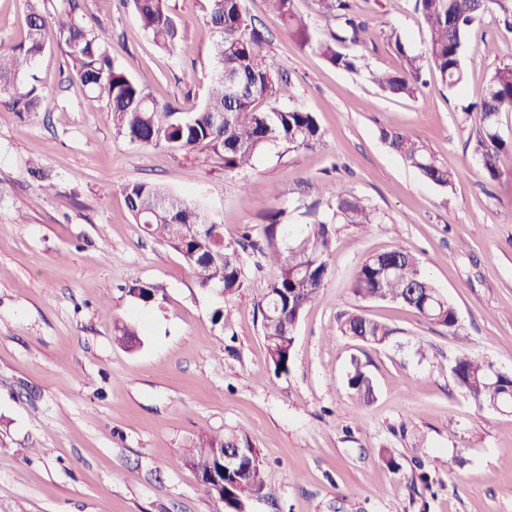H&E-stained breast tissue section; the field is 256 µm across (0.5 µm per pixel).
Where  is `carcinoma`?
<instances>
[{
    "label": "carcinoma",
    "instance_id": "1",
    "mask_svg": "<svg viewBox=\"0 0 512 512\" xmlns=\"http://www.w3.org/2000/svg\"><path fill=\"white\" fill-rule=\"evenodd\" d=\"M49 2L35 0L30 5L24 41L8 52L0 50V107L35 114L48 103L41 88L21 84L20 77L37 56L55 43L62 50L67 71L77 77L90 100L105 103L116 134L132 143L163 145L174 152L211 150L223 157L224 170L233 171L250 165L258 153L271 146L298 150L319 140L320 128L313 113L277 105L280 98L292 95L291 87L283 75L267 64V40L248 23L242 0H204L203 12L217 36L216 74L203 107L187 117L158 102L146 87L114 63L109 48L98 40L85 20L81 0H58L51 28L45 20ZM132 2L141 27L159 47L182 45L180 25L169 0ZM267 2L301 45L316 47L340 70L361 71L362 58L340 50L346 42H362L368 30L352 0H313L319 14L336 20V30L326 37L310 31L297 8V0ZM414 2L428 33L424 51L413 53L402 35L389 28L383 36L401 58V67L393 72H369L371 81L392 96L415 98L420 94V60L424 56L448 87L462 84V52L471 27L492 3L504 13H512L506 0ZM476 109L480 125L474 152L487 175L496 179L503 158L512 156V142L505 140L498 129V114L512 112V64L496 69ZM380 135L427 180L441 187L453 185V173L412 131L383 128ZM123 191L128 210L143 232L165 240L192 270L196 269L195 261L205 262L207 276L198 280L200 287L218 288L226 296L239 292L243 287V258L235 243L224 238V225L214 223L200 207L173 196L157 184L129 183ZM332 197L334 215L344 223L360 227L373 223L367 207L345 190H333ZM261 234L270 245L266 258L279 266V275L270 283L260 307L262 332L274 372L286 374L293 360L299 319L332 276L327 261L332 234L329 223L320 219L301 224L294 231L274 220L261 225ZM279 239L283 246H274ZM158 292L157 286L144 282L129 288V293L144 303L157 301ZM352 292L362 300H395L433 324L453 332L459 328L454 306L428 279L415 255L403 248L367 258L356 273ZM342 330L368 344H381L393 333L386 325L359 313L346 315ZM452 373L462 392L478 407L494 402L512 405V381L492 378L491 366L485 362L462 353L456 357ZM347 384L356 401L369 403L372 379L360 365L349 371ZM231 440L248 452L237 469L224 474L227 512L244 507V498L253 493L271 496L263 479L260 452L249 434L243 429L224 434L200 432L178 458L181 465L205 477L222 466L221 453Z\"/></svg>",
    "mask_w": 512,
    "mask_h": 512
}]
</instances>
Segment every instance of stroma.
<instances>
[{"label":"stroma","mask_w":512,"mask_h":512,"mask_svg":"<svg viewBox=\"0 0 512 512\" xmlns=\"http://www.w3.org/2000/svg\"><path fill=\"white\" fill-rule=\"evenodd\" d=\"M85 5L115 63L154 98L185 116L202 108L216 35L199 0H170L185 54L155 45L131 5ZM243 6L269 41L267 63L292 83L280 106L320 126L311 148L275 146L228 173L208 150L130 143L64 72L55 46L31 68L54 93L44 110L0 108V512H224L176 460L198 432L239 427L275 490L247 497L244 512H512V413L478 409L451 372L467 352L512 374V157L492 180L473 152L475 105L512 63V34L486 16L463 48V86L448 88L426 60L422 95L398 98L369 73L401 65L385 29L423 51L413 0H354L370 23L365 42L342 46L362 57L356 74L300 45L266 0ZM384 128L411 129L453 171V186L407 166ZM137 181L201 205L233 241L275 213L284 224L332 217L335 185L372 211L368 228L333 224V276L298 322L288 373L275 374L261 332L260 302L278 274L261 236L244 246L238 293L202 289L174 249L134 222L122 188ZM398 247L453 304L458 332L352 293L362 262ZM138 281L159 286L162 300L130 296ZM349 313L387 324L389 341L345 335ZM121 323L137 325L135 349L117 341ZM355 361L373 381L365 406L347 389ZM382 448L394 449L399 470Z\"/></svg>","instance_id":"1"}]
</instances>
